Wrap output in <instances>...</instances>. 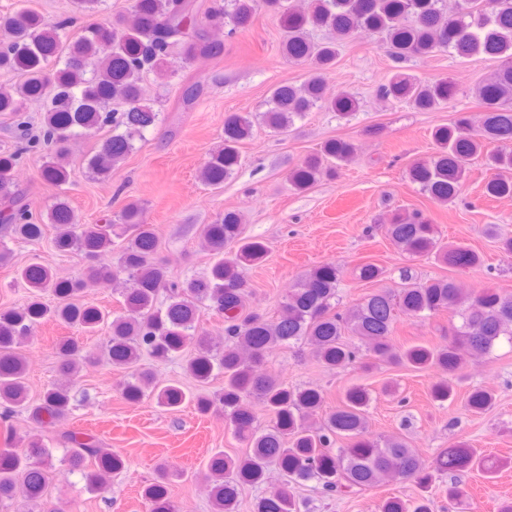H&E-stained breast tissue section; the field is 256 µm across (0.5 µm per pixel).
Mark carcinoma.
I'll return each mask as SVG.
<instances>
[{
  "label": "carcinoma",
  "instance_id": "1",
  "mask_svg": "<svg viewBox=\"0 0 512 512\" xmlns=\"http://www.w3.org/2000/svg\"><path fill=\"white\" fill-rule=\"evenodd\" d=\"M279 15L284 40L282 51L290 61L308 66L299 85L275 87L263 123L287 129L295 119L315 107L348 117L360 108L355 96L324 94L325 76L336 64V43L317 45L306 37L310 28H329L343 40L353 36L377 38L398 62L444 50L456 57L502 58L503 66L487 82L473 89L485 107L477 118L462 114L454 124L433 133L437 151L427 162L410 170L413 182L430 198L446 204L460 193L470 161L483 158L494 171L484 185L490 198L512 195V0H306L297 8L287 0H132L129 16L114 23L101 22L69 38L73 18L50 21L23 8L0 17V70L18 73L22 81L0 91V113H18L30 99L43 103L42 131L22 130L11 152L0 153V264L11 260L8 241L35 243L43 225L15 190L12 170L24 154L38 153L42 176L63 188L71 182L68 142L80 131L110 129L98 149L86 158L87 173L105 181L160 118L157 100L145 97L144 74L159 83L177 77L198 58L216 59L224 44L212 40L209 29L221 21L236 30L248 26L258 8ZM380 98L409 104L419 111H436L450 104L456 87L448 79L421 81L399 69L378 89ZM478 124L480 133L471 131ZM249 113H232L224 119V143L209 153L200 170L206 186L220 188L239 164V145L252 137ZM356 146L330 140L289 175L296 191L313 185L332 172L327 163L342 165L356 155ZM48 223L55 227L57 252L82 254L87 264L82 277L64 279L40 263L20 271L31 288L21 307L0 310V406L10 412L25 410L36 421L46 415L60 426L57 442L65 447V461L84 472L92 493L107 490L114 473L126 468V459L103 447L101 440L61 427L72 409L73 377L87 359L73 337L56 346L60 378L44 392L41 402L29 404L28 363L23 344L44 322L56 321L93 332L106 328V362L125 370L119 382L122 396L137 402L153 396L159 407L174 411L186 400L179 384H161L154 374L138 367L141 355L158 361L179 356L187 342L195 341L185 359V370L200 388L218 371L224 388L211 395L193 397L201 414L224 411L234 433L249 447L243 456L217 452L209 458L203 482L213 512H236L240 487L266 482L269 467L281 471L295 484L314 483L327 492L357 493L377 486L392 473L410 481L420 494L411 503L389 498L379 512H432L427 496L433 475L404 436H367V410L371 394L363 386L348 389L341 402L323 411L324 394L313 385L290 386L262 372L268 351L276 347L307 348L330 369L345 368L362 359L367 346L375 364L432 370L437 374L431 395L438 402L454 396V381L464 364L490 354L501 339L512 343V293L491 288L474 293L448 277L417 282L403 273L397 289H379L354 306L336 309L339 269L322 263L288 291L280 313L267 317L248 309L249 285L245 271L260 264L267 253L263 242L243 237L238 214L229 212L201 230L202 240L214 258L207 275L176 281L166 264L155 258L158 238L146 223L144 207L128 202L120 224H79L65 198L49 208ZM385 237L413 258H434L461 269L482 264L471 248L445 246L434 225L422 212H395L380 225ZM89 285L111 286L121 296L122 312L106 315L91 305L74 303ZM166 295L159 307V294ZM210 307L224 317V335L215 338L198 327V310ZM446 312L461 319L451 327L448 343L438 348L397 346L393 340L399 315L423 318ZM495 402L494 393L477 388L464 402V410L481 414ZM272 418L265 429L256 426V410ZM345 441L338 448L336 443ZM441 471H467L497 465L482 458L467 442L445 449L437 460ZM54 472L51 450L34 437L27 447L0 448V505L20 504L18 512H43L42 497ZM177 473L162 464L157 477L142 489L147 512H178L169 491ZM253 512H295L288 485L258 498Z\"/></svg>",
  "mask_w": 512,
  "mask_h": 512
}]
</instances>
